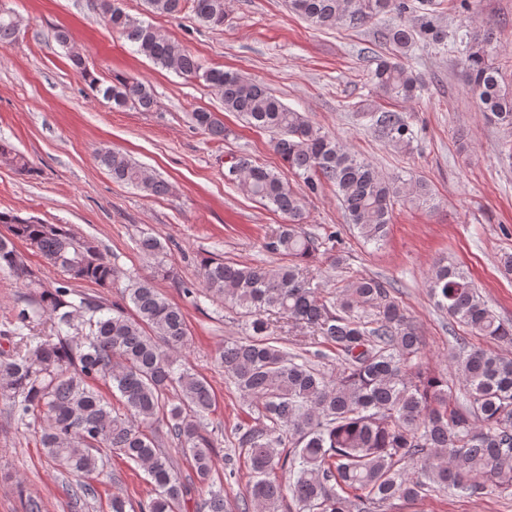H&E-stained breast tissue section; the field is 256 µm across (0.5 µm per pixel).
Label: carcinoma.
<instances>
[{"mask_svg":"<svg viewBox=\"0 0 512 512\" xmlns=\"http://www.w3.org/2000/svg\"><path fill=\"white\" fill-rule=\"evenodd\" d=\"M150 12L176 15L182 0H147ZM292 10L321 29L357 27L380 15L394 14L399 23L385 33L398 51L394 59L378 58L370 70L380 95L411 99L422 89L402 60L419 35L435 46L452 45L479 110L487 120L512 127V86L496 65L495 29L470 26L469 0H449L458 14L451 31L437 25L429 12L417 13L407 0H290ZM135 53L188 78L204 80L224 101V111L244 117L253 127L275 131L274 151L303 185L298 191L273 170L241 157L225 178L246 195L272 205L288 217L266 233L265 251L288 257L277 268L239 265L204 258L199 284L181 283L184 298L204 295L230 302L254 315L249 334L228 339L215 361L267 424L238 428V446L246 449L252 481L240 512L254 504L258 512H282L291 499L298 512H373L393 499L414 502L426 489L460 491L479 496L491 488L512 494V357L476 348L455 338L448 362L458 375L468 404L448 401V379L418 370L423 342L393 287L378 278L358 277L336 293L309 275L320 248L335 251L331 262L344 263L338 234L319 237L303 227L306 195L324 185L336 188L347 222L375 244L388 234L393 204L426 199L423 181L382 177L372 163L351 152L339 138L313 126L307 116L284 104L262 83L237 73L207 69L177 41L159 34L152 24L128 14L119 0H88ZM230 0H192L197 21L224 25ZM18 27L10 12L0 11V48L12 45ZM72 66L102 99L117 107L142 111L155 106L146 82L116 76L105 87L86 68L77 51ZM371 120L381 136L408 145L414 131L399 112L373 108ZM195 124L222 139L226 128L214 113H191ZM96 159L112 179L150 196L170 191L169 184L149 175L119 150L102 148ZM0 160L29 171L25 157L0 139ZM0 271L8 272L35 298L15 308L7 338L19 349L0 352V395L10 402L17 424L39 434L47 458L75 478L71 499L99 497L94 482L109 454L143 469L154 496L140 512H183L188 489L172 457L161 448V427L190 460L200 485L196 512H228L224 481H215V441L201 430L214 396L207 380L190 365L186 350L191 336L182 308L156 288L155 279L170 276L164 246L144 236L138 249L154 258L151 276L129 275L123 299L129 308L107 305L77 291L76 282L110 288L120 270L90 242H78L60 224H45L12 211H0ZM21 240L63 278L50 288L26 265L15 241ZM438 308L473 335L512 341V324L502 321L483 301L471 279L452 264L438 262L427 277ZM278 315L314 332L317 343L336 351V373L328 375L300 353L273 344L269 322ZM43 319L52 333L33 336ZM109 394H103L98 383Z\"/></svg>","mask_w":512,"mask_h":512,"instance_id":"obj_1","label":"carcinoma"}]
</instances>
